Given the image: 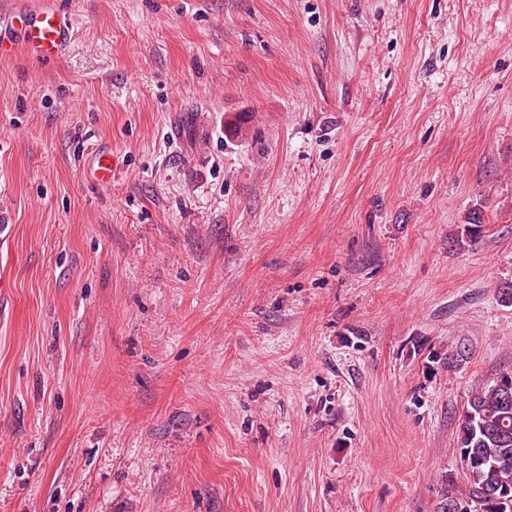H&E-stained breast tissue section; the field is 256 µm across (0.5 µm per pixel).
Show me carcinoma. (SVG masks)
<instances>
[{
  "label": "carcinoma",
  "mask_w": 512,
  "mask_h": 512,
  "mask_svg": "<svg viewBox=\"0 0 512 512\" xmlns=\"http://www.w3.org/2000/svg\"><path fill=\"white\" fill-rule=\"evenodd\" d=\"M483 233V219L469 213L456 237L463 246L477 241ZM457 446L467 485L462 496H449L441 506L459 504L465 512H512L501 510L490 494L512 493V395L497 380L476 387L458 416Z\"/></svg>",
  "instance_id": "cac0c4a2"
}]
</instances>
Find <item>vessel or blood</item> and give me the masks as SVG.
<instances>
[{
    "mask_svg": "<svg viewBox=\"0 0 512 512\" xmlns=\"http://www.w3.org/2000/svg\"><path fill=\"white\" fill-rule=\"evenodd\" d=\"M71 41L70 27L57 9H24L0 14V54L24 51L32 58L59 61Z\"/></svg>",
    "mask_w": 512,
    "mask_h": 512,
    "instance_id": "obj_1",
    "label": "vessel or blood"
}]
</instances>
